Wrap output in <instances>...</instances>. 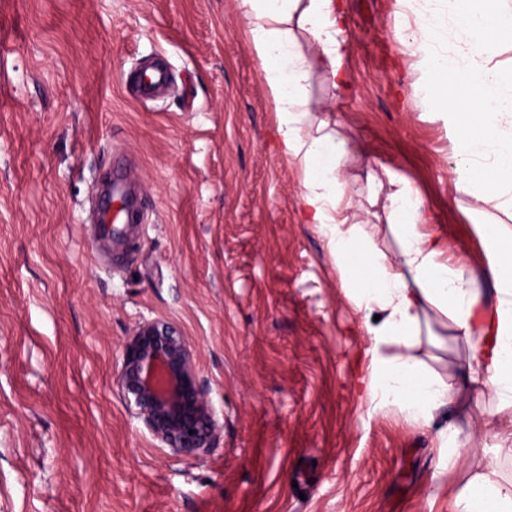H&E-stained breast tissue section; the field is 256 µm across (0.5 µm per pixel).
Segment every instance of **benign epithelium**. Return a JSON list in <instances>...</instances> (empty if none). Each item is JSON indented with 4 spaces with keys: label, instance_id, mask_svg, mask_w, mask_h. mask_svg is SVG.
Instances as JSON below:
<instances>
[{
    "label": "benign epithelium",
    "instance_id": "7a95c632",
    "mask_svg": "<svg viewBox=\"0 0 512 512\" xmlns=\"http://www.w3.org/2000/svg\"><path fill=\"white\" fill-rule=\"evenodd\" d=\"M113 386L132 417L176 457L203 458L224 428L188 336L168 319L138 323L124 344Z\"/></svg>",
    "mask_w": 512,
    "mask_h": 512
}]
</instances>
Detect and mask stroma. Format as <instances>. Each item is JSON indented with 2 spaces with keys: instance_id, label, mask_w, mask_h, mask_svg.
I'll use <instances>...</instances> for the list:
<instances>
[{
  "instance_id": "stroma-1",
  "label": "stroma",
  "mask_w": 512,
  "mask_h": 512,
  "mask_svg": "<svg viewBox=\"0 0 512 512\" xmlns=\"http://www.w3.org/2000/svg\"><path fill=\"white\" fill-rule=\"evenodd\" d=\"M424 0H344L349 87L316 82L352 139L344 168L408 179L478 270L448 120L403 44ZM238 0H0V512H461L477 473L512 481V406L473 397L458 438L372 410L364 317L280 154ZM154 58L172 81L124 87ZM143 223L97 240L100 183ZM176 321L224 424L202 459L153 445L113 387L142 319ZM416 354L453 381L464 344L429 313ZM130 175L121 173L112 178V202L122 203L126 209L139 215L138 197L129 188Z\"/></svg>"
}]
</instances>
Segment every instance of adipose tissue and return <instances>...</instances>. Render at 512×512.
<instances>
[{"label": "adipose tissue", "mask_w": 512, "mask_h": 512, "mask_svg": "<svg viewBox=\"0 0 512 512\" xmlns=\"http://www.w3.org/2000/svg\"><path fill=\"white\" fill-rule=\"evenodd\" d=\"M423 21L404 37L425 66L431 103L448 117L455 146L457 193L472 200L485 245L480 275L449 264L448 242L428 223L419 193L402 178H369L370 198L356 200L343 172L345 133L318 117L317 76L346 88L342 72L346 18L341 0H240L250 42L260 62L276 116L281 152L302 176L301 213L318 225L348 297L365 313L370 345L363 379L375 410L397 407L416 424L438 426L442 410L470 393H493L512 405V65L499 62L512 46V0H427ZM455 16L453 26L437 22ZM318 53L310 56L305 44ZM492 181H483V170ZM381 203V212L372 204ZM506 216L488 221L489 209ZM387 230L395 252L379 249L373 235ZM497 295L484 302L482 283ZM449 319L468 347L450 384L415 351L427 311ZM394 354H386V347ZM463 512H512V483L475 476L461 491Z\"/></svg>", "instance_id": "obj_1"}]
</instances>
